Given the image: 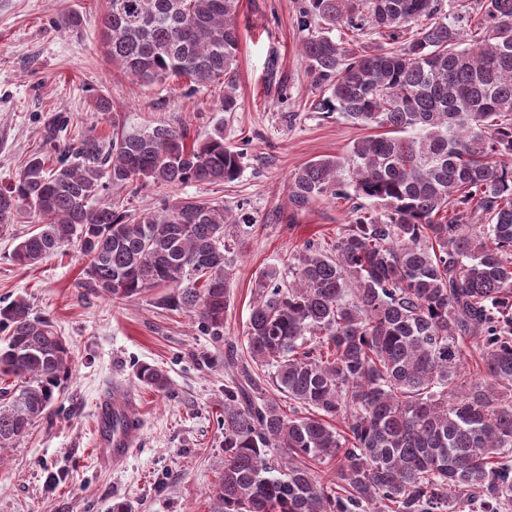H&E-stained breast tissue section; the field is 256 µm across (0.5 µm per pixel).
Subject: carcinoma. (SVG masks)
Here are the masks:
<instances>
[{"label":"carcinoma","instance_id":"carcinoma-1","mask_svg":"<svg viewBox=\"0 0 512 512\" xmlns=\"http://www.w3.org/2000/svg\"><path fill=\"white\" fill-rule=\"evenodd\" d=\"M238 0H111L105 53L144 85L224 80L238 108ZM302 51L320 105L383 132L311 161L288 201L369 199L330 245L308 242L255 280L246 352L229 341L224 464L210 512H509L512 509V0H308ZM369 31L390 48L351 53L330 35ZM156 126L36 153L0 186V233L37 227L13 250L34 268L76 242L85 294L163 305L224 339L232 255L248 229L219 202L171 195L236 180L241 153L217 126L202 143ZM151 187L161 206L121 200ZM477 341L484 374L464 370ZM70 346L23 297L0 300V453L47 414L72 375ZM268 369L288 407L253 395ZM137 379L165 392L142 365ZM339 420L346 430L339 431ZM336 461L323 481L315 465Z\"/></svg>","mask_w":512,"mask_h":512}]
</instances>
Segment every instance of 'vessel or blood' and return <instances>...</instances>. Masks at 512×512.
<instances>
[{
	"instance_id": "vessel-or-blood-1",
	"label": "vessel or blood",
	"mask_w": 512,
	"mask_h": 512,
	"mask_svg": "<svg viewBox=\"0 0 512 512\" xmlns=\"http://www.w3.org/2000/svg\"><path fill=\"white\" fill-rule=\"evenodd\" d=\"M96 417V463L105 469L120 467L132 452V436L140 426L134 396L103 395L96 404ZM116 417L123 419L122 428H113Z\"/></svg>"
}]
</instances>
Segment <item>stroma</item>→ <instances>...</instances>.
Returning a JSON list of instances; mask_svg holds the SVG:
<instances>
[{
    "instance_id": "1",
    "label": "stroma",
    "mask_w": 512,
    "mask_h": 512,
    "mask_svg": "<svg viewBox=\"0 0 512 512\" xmlns=\"http://www.w3.org/2000/svg\"><path fill=\"white\" fill-rule=\"evenodd\" d=\"M239 106L224 112V87L188 80L141 86L120 73L101 44L109 0H0V184L55 141L108 145L113 127L187 129L205 140L216 126L242 155L234 182L188 183L181 197L223 203L251 226L235 256L224 339L201 335L192 318L161 303L163 289L130 302L84 294L77 243L28 270L11 254L33 229L19 216L0 234V298H27L53 319L72 352V377L30 433L0 455V512H210L209 491L224 461V344H243L253 284L271 266L286 268L306 241L335 237L351 219L348 200L319 199L298 210L288 179L300 166L340 157L367 136L338 113L317 109L322 92L301 45L306 0H238ZM106 100L107 111L96 109ZM164 369L167 392L135 376L139 365ZM138 396L140 428L119 468L93 459L94 403L103 391Z\"/></svg>"
}]
</instances>
